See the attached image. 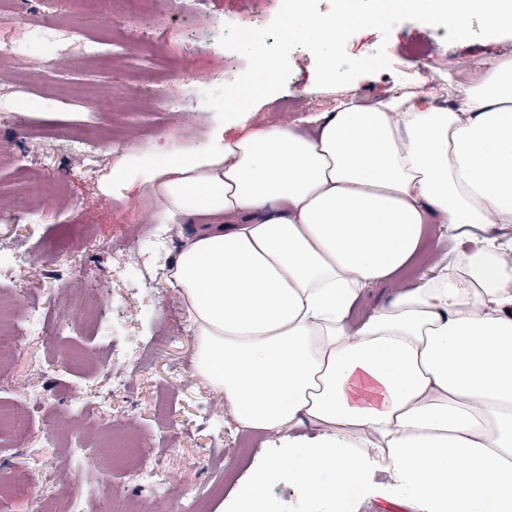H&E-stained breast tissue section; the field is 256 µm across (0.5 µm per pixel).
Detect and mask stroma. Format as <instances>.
<instances>
[{
	"label": "stroma",
	"instance_id": "1",
	"mask_svg": "<svg viewBox=\"0 0 512 512\" xmlns=\"http://www.w3.org/2000/svg\"><path fill=\"white\" fill-rule=\"evenodd\" d=\"M73 9L71 0H0V40L37 42L48 60L68 59L65 70L28 78L23 85L17 64H0V248H37L48 269L59 273L46 288L39 274L13 267L0 278V302L11 304L14 290L21 288L26 305L55 316L77 293L76 277L85 272L98 278L108 296L99 324L80 323L55 340L29 328L0 333V404L20 406L31 419L25 440L0 430V481L28 471L54 492L82 502L83 512H126L143 491L138 472L125 461L108 464L106 456L113 437L130 433L159 482L177 492L222 485L207 512H226L272 450L260 435L252 437L249 447L239 446L223 395L195 372L194 337L182 331L189 317L166 281L180 244L209 218L174 221L175 245L165 252L140 240L136 263L154 285L139 294L130 292L128 270L113 260L110 247L126 237L132 224L155 221L146 182L152 160L146 149L173 143L190 151L217 133L235 134L234 126L220 125L217 117L192 118L201 104L196 90L211 84L216 74L230 78L246 67L242 55L225 53L220 45L224 25L248 28L271 22L280 2L193 0L189 10L177 13L171 0H149L146 15L124 20L123 46L109 64L85 58L68 42L65 20ZM446 34L445 27L418 21L401 22L386 37L374 29L361 30L349 39L348 54L361 58L382 49L391 67L334 88L316 87L311 53L296 48L284 89L271 95L269 103L257 104L253 121L296 124L335 110L350 94L372 102L432 85L440 106L456 100L461 83L473 80L481 67L512 53V36L449 43ZM144 47L154 59V83L179 110L178 120L151 109L136 90L133 73L144 64L139 56ZM93 113L107 121L124 114L123 131L132 145L119 154L104 149L95 172L68 178L77 130ZM121 160L128 183L104 194L101 180ZM38 174L45 187L39 215L12 213L13 198ZM145 338L152 341L151 354L138 371H130L124 355ZM116 374L127 376L124 388L113 386ZM77 435L84 437L85 451L75 459L62 445ZM91 481L108 488L106 498L87 497ZM264 498L269 512L329 509L304 498L284 474L266 486Z\"/></svg>",
	"mask_w": 512,
	"mask_h": 512
}]
</instances>
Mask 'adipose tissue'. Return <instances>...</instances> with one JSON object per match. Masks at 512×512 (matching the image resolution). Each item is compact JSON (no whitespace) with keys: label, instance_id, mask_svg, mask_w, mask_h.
<instances>
[{"label":"adipose tissue","instance_id":"ef3b65f1","mask_svg":"<svg viewBox=\"0 0 512 512\" xmlns=\"http://www.w3.org/2000/svg\"><path fill=\"white\" fill-rule=\"evenodd\" d=\"M252 126L153 170L159 220L198 214L168 282L195 371L239 431L277 453L230 512H266L288 473L308 499L373 493L387 475L418 512H512V54L433 105L399 92ZM466 241L358 323L425 224ZM394 290L392 284H379L367 288L353 313V318L358 319L362 314L386 303Z\"/></svg>","mask_w":512,"mask_h":512}]
</instances>
